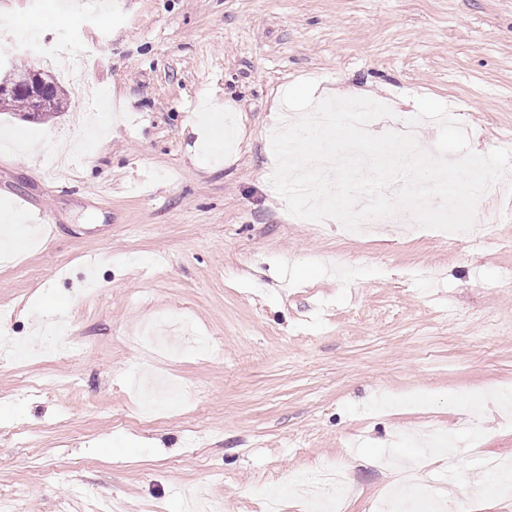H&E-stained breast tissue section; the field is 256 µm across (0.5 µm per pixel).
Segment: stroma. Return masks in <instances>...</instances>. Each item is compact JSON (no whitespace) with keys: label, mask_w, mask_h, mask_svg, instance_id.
I'll return each mask as SVG.
<instances>
[{"label":"stroma","mask_w":512,"mask_h":512,"mask_svg":"<svg viewBox=\"0 0 512 512\" xmlns=\"http://www.w3.org/2000/svg\"><path fill=\"white\" fill-rule=\"evenodd\" d=\"M0 0V63L52 76L82 40L97 95L40 121L0 111V202L16 239L0 261V498L16 512H263L266 487L349 473L341 512H377L426 427L458 460L419 461L416 512H512L471 496L483 456L512 458V172L480 200L484 236L447 246L417 226L352 238L289 219L269 179L271 134L294 83L316 98L416 97L456 108L473 151L512 149V0ZM108 128L95 163L76 113ZM39 151L28 164L19 145ZM55 313L68 353L39 334ZM188 313L169 352L141 328ZM473 429H459L465 405ZM22 427L32 445L16 447Z\"/></svg>","instance_id":"35a3bbf8"}]
</instances>
